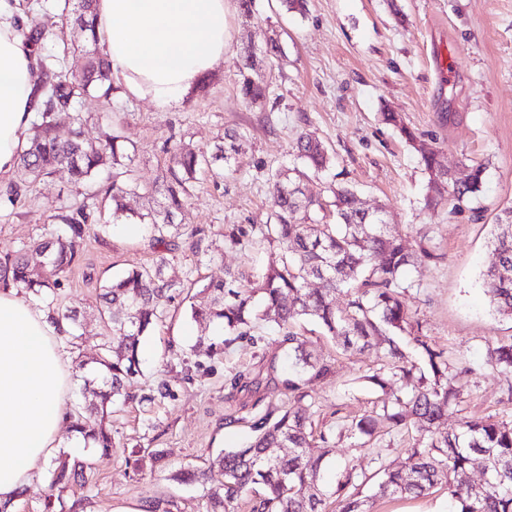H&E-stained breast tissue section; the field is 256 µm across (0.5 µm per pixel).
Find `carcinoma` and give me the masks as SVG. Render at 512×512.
Returning <instances> with one entry per match:
<instances>
[{
    "mask_svg": "<svg viewBox=\"0 0 512 512\" xmlns=\"http://www.w3.org/2000/svg\"><path fill=\"white\" fill-rule=\"evenodd\" d=\"M92 5L93 0H76L71 23L77 40L60 56L40 55L45 31L34 25L24 32L37 54L34 87L41 106L19 153L18 181L10 185L5 202L15 205L28 188L61 167L68 169L77 189L91 186L106 169L111 180L103 192L111 202L112 221L135 217L150 230L152 240L163 243L167 235L179 231L174 217L191 196L197 175L223 177L212 164L229 163L239 151L240 136L224 133V144L210 159L181 142L167 147V168L142 193L152 205L139 212L129 208L127 199L141 189L134 169L136 149L123 134L122 114H113L112 123L93 143L83 138L87 118L77 111L86 96L96 93L109 101L115 92L110 61L97 47ZM70 53L83 58L81 68L65 65ZM236 67L242 102L248 107L265 102L268 86L256 81L250 56L237 53ZM64 124L71 129L66 137L60 135ZM293 152L317 171L331 161L326 146L308 134L297 138ZM421 161L432 198L446 194L459 205L481 190L479 166L457 178L436 166L432 152H421ZM305 179L306 173L298 167L275 173L270 186L272 221L248 228L225 227V247L236 248L250 237L278 245L281 255L260 275L244 268L226 269L224 279L203 286L210 301L191 307L192 318L224 326V342L206 346L200 341L198 346L217 354L252 339L256 323H275L283 333L282 343L288 345V378L283 384L301 401L312 382L332 372L329 361L307 350L309 339L292 330L296 321L309 319L342 351L379 354L380 366L362 376L365 386L378 393L376 404L371 413L346 419L336 430L317 436L306 409H286L277 415L270 411L253 423L254 436L247 446L224 452L207 468L180 469L174 479L203 487L204 512H235L241 501L251 503L252 512H326L329 497L334 512H371L376 497H422L441 483L454 512H512V424L485 415L464 417L453 428L440 427L443 417L462 401V390L454 384L455 366L445 349L417 335L421 324L412 319L402 301L403 293L412 287L406 270L434 254L425 246L410 250L395 225L388 223L385 211L366 212L348 186L329 188L332 200L326 202L321 195L305 191ZM49 221L54 226L51 237L24 244L0 258V282L13 284L27 301L43 302L53 322L66 326L63 339L75 348L81 321L76 311L59 303V289L90 231H106L109 221L85 202L60 207ZM490 243L497 262L486 272L484 286L495 311L512 319V207L496 217ZM165 266L161 256L152 266L133 268L104 286L106 309L100 317L106 320L110 337L101 344L95 363L106 377L97 389L85 380L95 401L72 407L70 418L71 431L105 455L114 446L105 415L108 409L134 399L131 387L142 373V339L161 320L162 305L170 299ZM312 279L320 281L321 287L309 288ZM339 295L345 297L341 306L336 304ZM412 331L416 336L409 355L399 338ZM483 366L505 376L512 400V338L489 346ZM414 430L418 435L405 449L404 465L393 467L378 457L374 473L346 468L333 491L323 492L321 467L337 440L346 437L366 444L393 432ZM316 447L323 452L315 457L309 449ZM479 463L485 465V477L474 483L470 472ZM92 477L93 463L88 459L65 453L52 458L42 512H57L62 493L85 485Z\"/></svg>",
    "mask_w": 512,
    "mask_h": 512,
    "instance_id": "carcinoma-1",
    "label": "carcinoma"
}]
</instances>
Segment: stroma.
<instances>
[{
	"instance_id": "obj_1",
	"label": "stroma",
	"mask_w": 512,
	"mask_h": 512,
	"mask_svg": "<svg viewBox=\"0 0 512 512\" xmlns=\"http://www.w3.org/2000/svg\"><path fill=\"white\" fill-rule=\"evenodd\" d=\"M223 62L206 90L182 105L160 109L115 92L112 103L91 95L82 110L90 116L83 131L100 137L108 112L126 115L124 134L136 148V177L153 184L167 164L163 142L173 136L201 151L214 152L225 132L242 136L241 149L226 178L200 177L176 215L178 237L167 249L153 247L147 230L126 232L127 220L106 234L89 237L79 262L60 290L64 306L85 312L82 359L96 358L106 328L93 314L106 281L123 270L152 265L165 255L171 300L163 318L145 337L138 401L110 416L114 448L110 455L81 449L95 463L92 481L63 495V512H142L149 500L170 503L172 512H201L203 491L171 480L172 471L201 466L222 450L245 446L253 422L268 408L288 400L282 381L288 358L277 328L259 326L261 343H237L226 353L196 352L198 337L218 343L221 325L194 321L190 305L202 286L223 278L225 269H262L280 249L266 244L229 249L228 224H263L272 214L269 178L295 162L300 133L314 134L333 157L331 166L308 184L311 191L339 182L357 190L366 207H382L411 249L424 246L434 260L407 271L413 286L405 296L421 333L451 359L471 366L464 376L462 414L512 422L503 376L482 370L488 344L512 337V320L496 315L482 286V274L496 257L488 243L495 217L512 207V0H308L304 13L282 10L280 0H256L253 16L231 9ZM279 33L282 52L270 64L264 110L246 108L237 95V48L263 46L269 29ZM446 56L452 74L438 73ZM394 113L397 124L381 115ZM416 142H408L402 128ZM436 152L442 167L464 176L482 166L479 193L461 207L447 198L428 197V175L421 149ZM77 195L67 170L38 185L24 206L0 203V254L38 238L49 217ZM205 231L200 250L189 233ZM311 340L313 353L335 359V372L311 390L316 430L336 427L339 416L372 409L375 394L361 377L377 358L371 352L337 354L333 342L311 322L296 324ZM250 373L257 385L231 388L236 371ZM171 395L153 397L158 383ZM163 451L156 465L154 451ZM374 453L340 441L326 458L322 476L334 485L344 467L374 471Z\"/></svg>"
}]
</instances>
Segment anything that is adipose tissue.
Masks as SVG:
<instances>
[{"mask_svg":"<svg viewBox=\"0 0 512 512\" xmlns=\"http://www.w3.org/2000/svg\"><path fill=\"white\" fill-rule=\"evenodd\" d=\"M229 0H94L99 44L127 96L180 106L223 61ZM13 0H0V182L35 118V58ZM71 352L48 310L0 287V504L33 487L69 419Z\"/></svg>","mask_w":512,"mask_h":512,"instance_id":"1","label":"adipose tissue"}]
</instances>
